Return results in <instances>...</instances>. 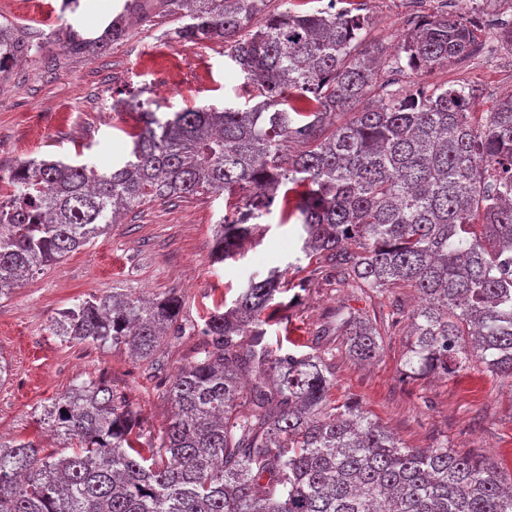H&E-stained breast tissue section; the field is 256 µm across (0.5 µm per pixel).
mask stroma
Returning <instances> with one entry per match:
<instances>
[{
  "mask_svg": "<svg viewBox=\"0 0 512 512\" xmlns=\"http://www.w3.org/2000/svg\"><path fill=\"white\" fill-rule=\"evenodd\" d=\"M298 12L335 2L337 9L365 7L374 20L367 39L393 46L414 21L447 7L474 22L478 49L472 57L434 74L403 70L391 74L395 88L414 83H448L478 89L477 112H488L512 86V46L496 41L480 25L483 14L512 17V0H271ZM116 0H80L77 11L64 0H0V23L27 27L33 41L53 34L55 42L31 52L0 81V176H10L27 158L95 161L103 167L131 150L130 131L139 122L137 102L153 101L154 111L244 106L249 90L224 55L220 43L179 41L177 26L162 6L150 25H136L126 41L106 54H70L67 24L98 34ZM223 194L205 192L176 202L142 205L95 239L50 268L30 274L10 297L0 299V357L9 372L0 380V439H32L42 447L57 443L39 418L44 405L75 385L104 377L141 413L144 443L165 428L171 405L162 378L170 377L201 342L198 329L225 300H233L250 277L285 270V293L270 310L272 344L291 350L293 338L329 351L336 372L330 396L358 402L370 418L412 448L447 442L460 454L495 457L512 478V386L487 372L479 360L449 377L409 378L404 360L411 343L409 315L416 303L410 288L361 292L339 287L332 276L310 278L311 260L301 251L300 227L284 224L279 212L263 217L256 233L234 258L213 262L214 230L225 213ZM306 291H298L302 279ZM136 296L176 294L184 302L183 334L169 341L159 357L161 377L148 361L108 343L65 342L49 327L60 311L109 291ZM401 305L400 322L382 336L381 354L370 366L357 364L342 339L317 340L326 323L349 311L388 319Z\"/></svg>",
  "mask_w": 512,
  "mask_h": 512,
  "instance_id": "35a3bbf8",
  "label": "stroma"
}]
</instances>
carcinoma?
Here are the masks:
<instances>
[{
	"mask_svg": "<svg viewBox=\"0 0 512 512\" xmlns=\"http://www.w3.org/2000/svg\"><path fill=\"white\" fill-rule=\"evenodd\" d=\"M156 1L182 21L180 40L224 44L252 103L160 117L141 102L129 156L106 170L20 162L0 199V298L107 234L119 208L223 193L222 261L278 201L280 223L301 221L303 252L342 287L420 294L407 376L454 375L474 350L512 385V95L478 124L471 87L390 89L383 49L363 45L370 15L271 12L270 0H123L100 35L71 31L69 49H107ZM38 48L26 28L0 24V76ZM475 50L472 24L442 11L385 64L432 73ZM292 139L304 149L288 152ZM282 276L251 278L204 319L195 355L164 385L172 411L155 443L142 446L139 414L102 378L43 407L62 450L0 442V512H512L494 458L410 448L358 403L330 402L326 353L273 348L263 315ZM181 309L174 295L106 293L63 310L53 333L149 359ZM334 335L359 362L379 356L368 318L350 312L318 331Z\"/></svg>",
	"mask_w": 512,
	"mask_h": 512,
	"instance_id": "obj_1",
	"label": "carcinoma"
}]
</instances>
